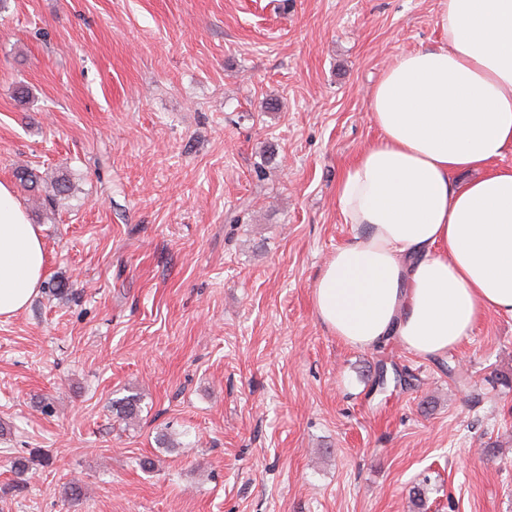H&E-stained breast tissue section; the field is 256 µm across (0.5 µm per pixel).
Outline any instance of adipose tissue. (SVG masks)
I'll list each match as a JSON object with an SVG mask.
<instances>
[{
    "mask_svg": "<svg viewBox=\"0 0 512 512\" xmlns=\"http://www.w3.org/2000/svg\"><path fill=\"white\" fill-rule=\"evenodd\" d=\"M440 44L398 56L372 89L379 132L343 169L352 236L311 289L344 344L456 349L488 313L512 319V0H438ZM46 257L0 182V317L37 296Z\"/></svg>",
    "mask_w": 512,
    "mask_h": 512,
    "instance_id": "ef3b65f1",
    "label": "adipose tissue"
}]
</instances>
